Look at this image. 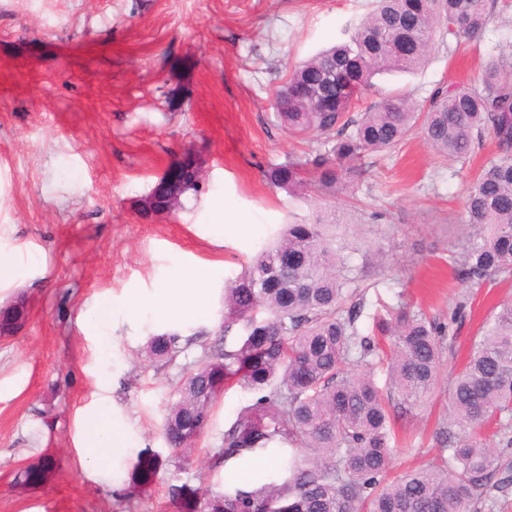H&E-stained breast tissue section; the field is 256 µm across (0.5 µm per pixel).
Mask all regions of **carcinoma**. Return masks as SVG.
I'll return each mask as SVG.
<instances>
[{
    "label": "carcinoma",
    "mask_w": 512,
    "mask_h": 512,
    "mask_svg": "<svg viewBox=\"0 0 512 512\" xmlns=\"http://www.w3.org/2000/svg\"><path fill=\"white\" fill-rule=\"evenodd\" d=\"M497 0H376L345 41L299 64L276 92L288 133L327 135L304 159L266 172L268 183L293 194H335L359 172L367 154L398 146L421 126L437 153L463 161L482 140L495 141L490 159L467 188L458 275L475 285L512 275V58L491 56L475 84L440 87L419 112L400 94L352 113L355 98L387 72H411L429 58L433 34L476 38L495 17ZM318 96L309 98L305 91ZM334 217L285 224L235 280L224 286L219 338L200 341L197 365L176 386L162 436L176 467L205 434L217 386L253 394L224 430L212 466L253 451H288L281 473L232 492L170 485L176 512H482L492 492L512 486V470L486 444L485 427L512 432V302L484 323L469 360L448 384L451 425L446 453L387 480L396 448L391 410L423 403L441 381L446 324L401 303L357 325L361 304L347 310L358 282ZM0 328L27 316V307L0 312ZM233 342H227L230 333ZM182 335H152L145 356L164 367L181 352ZM386 364L379 386L374 367ZM158 457L142 455L131 487L147 496ZM48 465L22 468L16 482L43 483Z\"/></svg>",
    "instance_id": "cac0c4a2"
}]
</instances>
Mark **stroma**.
Here are the masks:
<instances>
[{
  "mask_svg": "<svg viewBox=\"0 0 512 512\" xmlns=\"http://www.w3.org/2000/svg\"><path fill=\"white\" fill-rule=\"evenodd\" d=\"M372 0H0V252L15 263L0 277V307L24 298L29 318L0 337V512H173L169 483L230 490L278 474L256 454L213 468L209 460L251 396L234 386L212 409L188 465L175 470L161 437L177 379L201 356L194 332L217 331L225 281L235 278L282 224L328 209L357 224L365 241L354 265L360 327L398 301L448 319L440 384L426 404L395 415L403 438L393 473L426 464L449 421L447 379L467 360L484 318L512 299V276L482 285L448 264L461 250L457 218L476 170L496 153L486 140L468 162L439 156L412 130L395 149L363 160L355 183L335 196L270 187L266 171L320 148L294 137L273 99L299 63L345 39ZM477 39L436 40L413 72L376 76L420 107L440 87L477 80L488 56L512 55V0ZM378 94L357 103L364 110ZM192 159L203 177L168 214L141 208L174 162ZM223 203L224 216L214 207ZM249 233H242V226ZM208 276L207 310L192 320L159 315L149 300L187 268ZM112 315L100 335L82 328L98 303ZM175 330L190 340L159 370L143 347ZM108 403L127 434L101 474L81 452L84 417ZM162 467L152 497L129 494L141 453ZM44 484H15L42 459Z\"/></svg>",
  "mask_w": 512,
  "mask_h": 512,
  "instance_id": "1",
  "label": "stroma"
}]
</instances>
